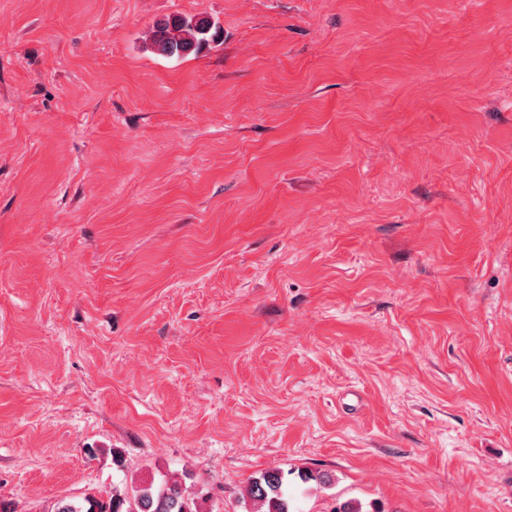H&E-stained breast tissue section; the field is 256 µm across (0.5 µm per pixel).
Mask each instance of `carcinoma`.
<instances>
[{
    "mask_svg": "<svg viewBox=\"0 0 512 512\" xmlns=\"http://www.w3.org/2000/svg\"><path fill=\"white\" fill-rule=\"evenodd\" d=\"M221 36L222 28L216 21L177 15L158 21L144 43L158 55L181 58L201 51ZM245 493L252 505L250 512H293L288 484L278 469L249 482ZM53 512H198V505L186 494L181 478L165 475L158 482L145 481L127 491L115 488L107 499L95 495H87L80 502L63 499Z\"/></svg>",
    "mask_w": 512,
    "mask_h": 512,
    "instance_id": "cac0c4a2",
    "label": "carcinoma"
}]
</instances>
